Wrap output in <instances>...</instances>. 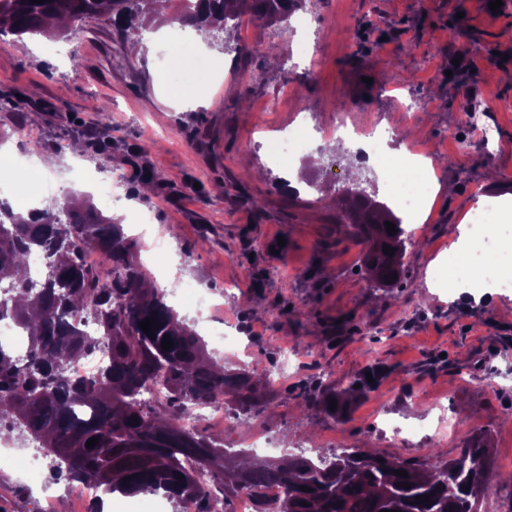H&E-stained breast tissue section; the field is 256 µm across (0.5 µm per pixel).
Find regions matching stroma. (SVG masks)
<instances>
[{
	"label": "stroma",
	"mask_w": 512,
	"mask_h": 512,
	"mask_svg": "<svg viewBox=\"0 0 512 512\" xmlns=\"http://www.w3.org/2000/svg\"><path fill=\"white\" fill-rule=\"evenodd\" d=\"M484 2L310 0L286 31L243 16L227 48L211 47L221 70L194 108L179 100L195 85L166 82L157 65L158 21L135 53L97 24L53 42V54L45 37L1 36L0 147L25 164L53 159L48 172L30 173L32 183L56 184L44 207L68 194L98 197L72 179L74 166L96 182L121 173L130 218L152 224L163 245L141 246L138 258L149 276L171 270L167 303L186 318L187 288L219 299L214 321L196 330L227 368L261 371L288 344L290 364L259 387L274 438L260 456L314 458L345 444L439 467L484 434L500 476L486 490L497 512H512V290L477 301L428 286L478 202H512V0L495 13ZM100 102L107 113L95 112ZM340 111L359 126H395L434 171L424 231L390 293L359 271L362 246L327 204L355 184L383 194L376 164L357 162L342 141L320 164L302 154L286 168L252 148L306 118L331 129ZM289 168L299 193L280 187ZM149 169L163 179L145 196ZM228 320L242 350L218 341ZM370 368L379 381L350 399L344 421L302 412L300 389H344ZM439 402L466 422L445 441L431 428ZM379 412L419 435L401 443L374 430ZM0 455L10 462L0 468V512H32L57 486L47 458L14 440Z\"/></svg>",
	"instance_id": "1"
}]
</instances>
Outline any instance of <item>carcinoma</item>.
I'll use <instances>...</instances> for the list:
<instances>
[{"label": "carcinoma", "mask_w": 512, "mask_h": 512, "mask_svg": "<svg viewBox=\"0 0 512 512\" xmlns=\"http://www.w3.org/2000/svg\"><path fill=\"white\" fill-rule=\"evenodd\" d=\"M172 23L194 28L204 39L228 48L222 34L229 22L249 14L270 24H286L307 0H177ZM157 0H0V36L68 37L71 27L101 23L119 42L135 40L156 14ZM342 223L364 243L363 265L378 288L397 284L406 253L402 220L373 192H343ZM394 224L390 234L385 223ZM0 322H13L26 335L27 356L19 359L0 344V431L18 432L50 459L54 480L92 483L103 492L133 496L163 493L181 505L186 497L200 512H227L228 495L267 485L283 489L280 512H479L480 475L488 472L491 449L486 437H474L458 458L440 467L411 465L359 448L315 459L294 455L279 461H248L242 451L205 431H187L183 416L204 403L223 399L246 423L262 409L258 381L246 369H228L209 356L195 330L178 317L158 288H146V271L136 261L140 244L120 220L104 214L90 198L70 195L30 212H14L0 201ZM394 254L384 252V246ZM96 251L99 266L85 264L84 251ZM39 258L37 268L30 258ZM159 323L151 339L139 326ZM94 331L84 330L88 324ZM174 345L161 348L163 336ZM107 354L94 374L74 379L71 360ZM162 382L169 402L145 399ZM327 391L325 414L342 420L346 395L371 389ZM336 401V410L330 402ZM137 420L131 425L129 421ZM98 442L89 449L86 442ZM207 469L209 480L197 479ZM404 470L407 476L394 472ZM184 478H177V474ZM411 488L405 489L403 485ZM310 491L302 490V487ZM427 495L429 502L415 500Z\"/></svg>", "instance_id": "cac0c4a2"}]
</instances>
